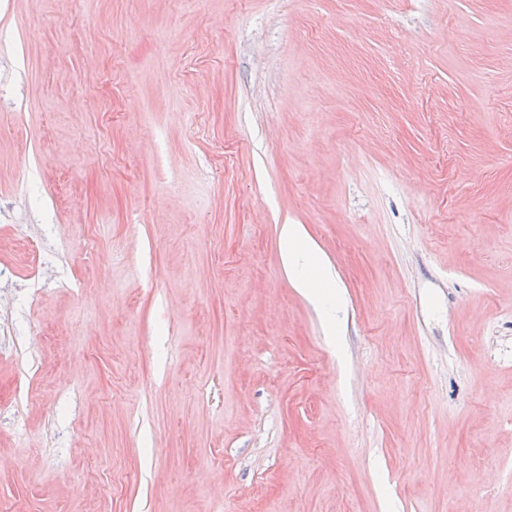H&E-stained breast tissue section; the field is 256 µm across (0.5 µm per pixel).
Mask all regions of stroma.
I'll use <instances>...</instances> for the list:
<instances>
[{
    "label": "stroma",
    "instance_id": "stroma-1",
    "mask_svg": "<svg viewBox=\"0 0 512 512\" xmlns=\"http://www.w3.org/2000/svg\"><path fill=\"white\" fill-rule=\"evenodd\" d=\"M0 323L13 512H512V0H0ZM284 232L288 239V261L298 270H303L307 266L315 269V260L305 243L295 236L291 228L286 227Z\"/></svg>",
    "mask_w": 512,
    "mask_h": 512
}]
</instances>
